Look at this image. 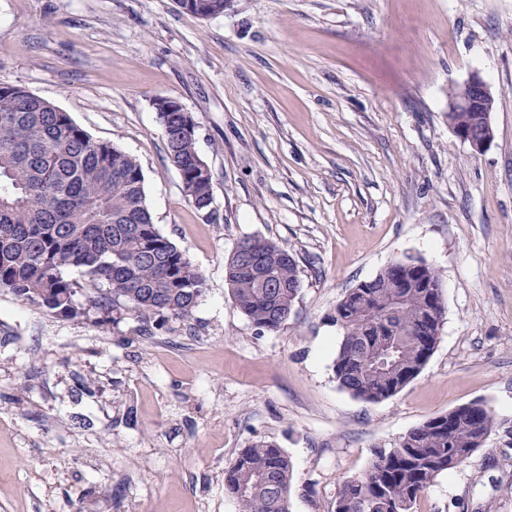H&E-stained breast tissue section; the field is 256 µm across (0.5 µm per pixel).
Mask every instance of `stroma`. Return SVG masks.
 Wrapping results in <instances>:
<instances>
[{
  "label": "stroma",
  "instance_id": "35a3bbf8",
  "mask_svg": "<svg viewBox=\"0 0 512 512\" xmlns=\"http://www.w3.org/2000/svg\"><path fill=\"white\" fill-rule=\"evenodd\" d=\"M490 86L482 153L448 125ZM25 88L139 163L159 231L206 279L187 323L139 335L0 293V512H238L224 470L276 442L290 512H330L343 478L425 420L480 399L496 428L417 512H512V0H0V84ZM196 126L213 214L188 202L156 98ZM261 236L298 260L281 330L236 307L224 267ZM440 271L445 317L388 399L341 390L329 321L395 259ZM494 110V96L487 82L478 74H473L466 82L457 87L452 95L448 107V125H455L468 129L481 127L480 112H485L483 121L486 133L476 131L452 130L456 136L468 143L477 153L484 152L494 139V130L490 121V112ZM492 129L493 135L489 132Z\"/></svg>",
  "mask_w": 512,
  "mask_h": 512
}]
</instances>
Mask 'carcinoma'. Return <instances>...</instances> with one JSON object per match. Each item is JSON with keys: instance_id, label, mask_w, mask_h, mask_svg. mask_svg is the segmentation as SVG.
I'll use <instances>...</instances> for the list:
<instances>
[{"instance_id": "cac0c4a2", "label": "carcinoma", "mask_w": 512, "mask_h": 512, "mask_svg": "<svg viewBox=\"0 0 512 512\" xmlns=\"http://www.w3.org/2000/svg\"><path fill=\"white\" fill-rule=\"evenodd\" d=\"M181 9L208 18L224 0ZM171 164L199 212L213 204L212 175L202 169L196 138L181 131V114L160 112ZM479 112H450L448 124L481 127ZM77 272V277L69 272ZM226 281L237 307L261 333L288 321L302 288L292 253L262 237L240 239ZM415 282L417 288H402ZM206 280L187 252L164 236L146 204L137 161L92 139L51 102L0 84V291L67 321L117 323L133 316L144 336L170 320H189ZM441 273L399 258L349 289L329 321L340 332L333 372L354 398L379 402L402 391L431 357L445 315ZM496 427L473 401L432 417L390 448H376L368 469L343 479L331 512H415L441 474L469 461ZM293 469L273 441L239 450L224 471L239 512H289Z\"/></svg>"}]
</instances>
